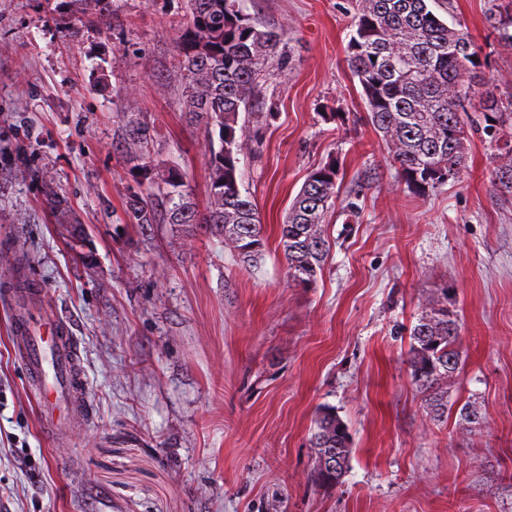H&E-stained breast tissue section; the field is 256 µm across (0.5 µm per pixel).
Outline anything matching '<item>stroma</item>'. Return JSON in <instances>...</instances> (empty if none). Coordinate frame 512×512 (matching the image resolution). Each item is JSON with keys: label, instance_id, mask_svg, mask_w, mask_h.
<instances>
[{"label": "stroma", "instance_id": "1", "mask_svg": "<svg viewBox=\"0 0 512 512\" xmlns=\"http://www.w3.org/2000/svg\"><path fill=\"white\" fill-rule=\"evenodd\" d=\"M281 30L262 76L241 188L267 247L246 269L173 225H119L138 172L126 122L153 125L151 160L177 162L206 201L202 130L183 116L176 46L187 0H0V252L25 256L41 320L67 321L87 413L50 442L0 305V512H512V197L475 133L459 181L408 192L367 123L347 63L355 0H242ZM512 95V48L488 44V0H450ZM343 170L330 254L294 286L278 226L308 172ZM63 209L47 204L49 197ZM85 225L82 250L65 226ZM447 291L461 368L433 421L408 367L410 330ZM469 402L484 421L459 419ZM351 435L333 487L314 478L324 409Z\"/></svg>", "mask_w": 512, "mask_h": 512}]
</instances>
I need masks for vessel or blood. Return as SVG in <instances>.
I'll list each match as a JSON object with an SVG mask.
<instances>
[{
  "label": "vessel or blood",
  "instance_id": "1",
  "mask_svg": "<svg viewBox=\"0 0 512 512\" xmlns=\"http://www.w3.org/2000/svg\"><path fill=\"white\" fill-rule=\"evenodd\" d=\"M12 309V347L26 367L40 408L45 435L57 436L68 425L84 391L75 341L64 322L35 323L15 289L0 293Z\"/></svg>",
  "mask_w": 512,
  "mask_h": 512
}]
</instances>
